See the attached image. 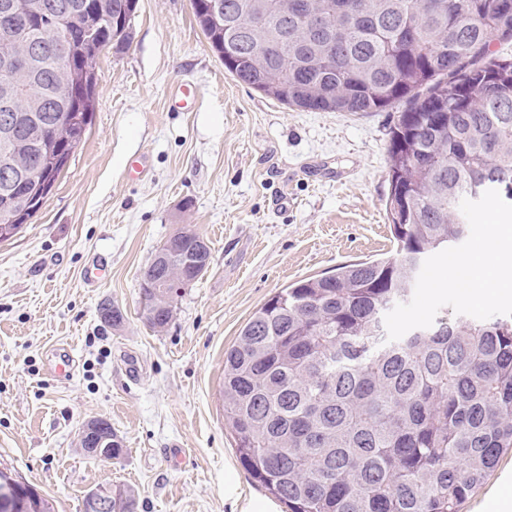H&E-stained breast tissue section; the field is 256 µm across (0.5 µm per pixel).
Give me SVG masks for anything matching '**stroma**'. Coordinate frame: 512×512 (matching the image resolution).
<instances>
[{"label": "stroma", "instance_id": "1", "mask_svg": "<svg viewBox=\"0 0 512 512\" xmlns=\"http://www.w3.org/2000/svg\"><path fill=\"white\" fill-rule=\"evenodd\" d=\"M96 111L43 208L0 243V468L33 485L55 512H81L85 495L119 485L137 512H242L263 491L224 425V351L275 293L343 263L394 254L385 209L394 111L303 112L237 81L203 35L191 0H138L132 44L98 63ZM188 108L173 110L179 86ZM145 171L129 175L132 162ZM319 162L321 177L303 167ZM287 194L288 205L275 199ZM187 228L212 249L202 279L182 290L160 332L140 309V275L158 247ZM457 255L479 257L477 293L463 299L446 257H428L408 303L386 317L389 336L447 315L512 312V215L473 210ZM109 263L103 283L84 268ZM111 300L119 328L99 317ZM74 359L54 375L55 352ZM102 417L122 441L100 461L79 446ZM181 445L182 467L166 448ZM512 485L505 451L461 512H488Z\"/></svg>", "mask_w": 512, "mask_h": 512}]
</instances>
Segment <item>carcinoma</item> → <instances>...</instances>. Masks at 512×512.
I'll use <instances>...</instances> for the list:
<instances>
[{"label": "carcinoma", "instance_id": "carcinoma-1", "mask_svg": "<svg viewBox=\"0 0 512 512\" xmlns=\"http://www.w3.org/2000/svg\"><path fill=\"white\" fill-rule=\"evenodd\" d=\"M43 5L38 19L27 4ZM37 63L38 94L21 99L14 142L0 143V184L13 165L35 166L34 137L68 161L92 124L97 77L74 80L91 52L131 45L130 0H9ZM221 4L224 27L209 25ZM224 68L239 81L307 112L403 107L390 130L386 210L395 256L340 265L301 279L257 309L224 352V422L252 479L287 512H460L512 448V314L450 323L440 317L395 340L385 319L408 301L425 259L463 241L471 209H512V0H192ZM62 10L80 15L85 43L61 55L40 28ZM73 122L53 125L58 101ZM19 186L0 196V225ZM200 235H170L144 269L143 315L160 332L194 267L161 258L167 245L211 264ZM111 512H136L115 487Z\"/></svg>", "mask_w": 512, "mask_h": 512}]
</instances>
